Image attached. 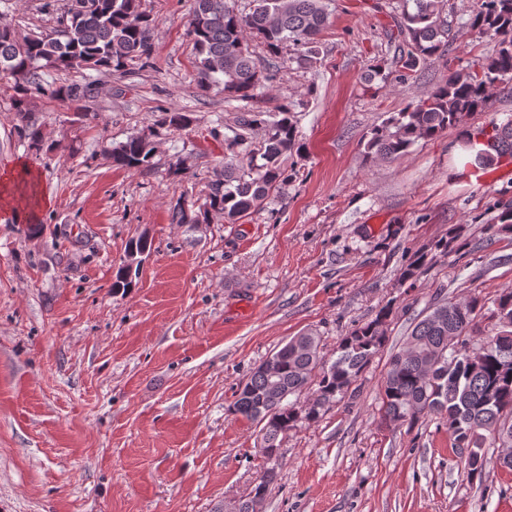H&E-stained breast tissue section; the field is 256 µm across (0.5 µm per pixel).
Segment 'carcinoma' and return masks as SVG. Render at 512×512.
I'll return each mask as SVG.
<instances>
[{
  "label": "carcinoma",
  "instance_id": "obj_1",
  "mask_svg": "<svg viewBox=\"0 0 512 512\" xmlns=\"http://www.w3.org/2000/svg\"><path fill=\"white\" fill-rule=\"evenodd\" d=\"M253 9L242 14L234 0H194L187 36L193 45L197 85L206 91L223 85L224 98L244 103L232 135L224 136V169L213 173L206 202L198 209L177 201L172 220L177 224H203L209 212L224 213L231 224L264 207L295 172L284 165L285 157L302 151L293 119L294 108L283 104L276 112L250 106L256 90L275 73L262 69L244 40L255 34L271 58L293 47L296 59L317 63L319 35L329 17L327 0H252ZM397 22L402 37L394 56V69L374 71L373 78L386 84L405 82L420 68L442 60L449 53V34L442 16L443 0H402ZM480 34H492L498 48L487 60H473L456 70L433 90L414 99L401 112L390 115L363 140V157L395 161L411 147L448 129L464 126L473 112L490 108L491 91L512 82V0H474L466 22ZM156 20L140 10V0H71L57 18L50 34L20 36L9 25H0V74L13 79L12 104L15 130L29 150L39 154L45 143L40 128L28 117V98L38 94L48 100L81 102L94 97L92 84H61L45 77L43 69L111 70L126 73L151 66ZM188 125L182 112H162L148 133H138L112 148L115 165L138 172L154 167L153 139ZM264 129L260 139L256 128ZM475 156L474 167H490L512 157V119L492 121L465 139ZM489 238L512 235V203L505 204L497 222L486 227ZM462 249L466 242L451 231L432 244L434 251ZM428 253L415 254L401 273V281L415 284L426 266ZM482 299L439 300L415 321L405 345L390 355L380 391V420L387 426L414 427L435 416L448 428L451 447L470 478L481 477L485 446L512 444V289L497 298L493 316L497 332L484 335L478 317ZM391 308L353 328L329 362L320 336L304 331L291 337L263 360L241 386L228 407L235 416L261 425L258 447L263 457L274 460L279 436L300 423L322 417L326 404L355 396L353 384L387 341L386 324ZM461 348L483 351L478 365L464 356L448 358V340ZM313 390V400L300 404L295 398ZM475 449L474 457L462 449Z\"/></svg>",
  "mask_w": 512,
  "mask_h": 512
}]
</instances>
